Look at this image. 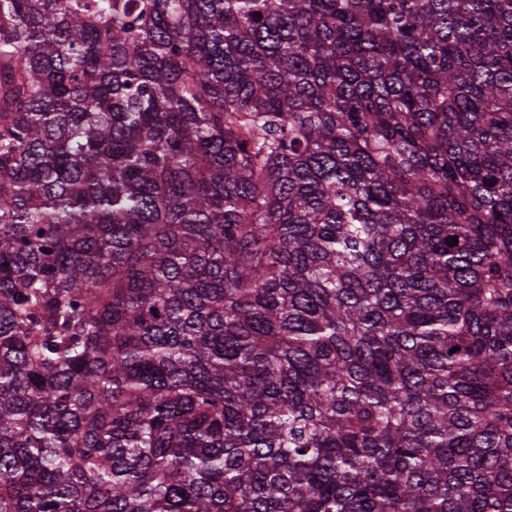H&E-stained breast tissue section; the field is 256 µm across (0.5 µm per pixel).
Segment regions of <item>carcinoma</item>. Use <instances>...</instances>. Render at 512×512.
<instances>
[{
  "label": "carcinoma",
  "mask_w": 512,
  "mask_h": 512,
  "mask_svg": "<svg viewBox=\"0 0 512 512\" xmlns=\"http://www.w3.org/2000/svg\"><path fill=\"white\" fill-rule=\"evenodd\" d=\"M0 512H512V0H0Z\"/></svg>",
  "instance_id": "cac0c4a2"
}]
</instances>
